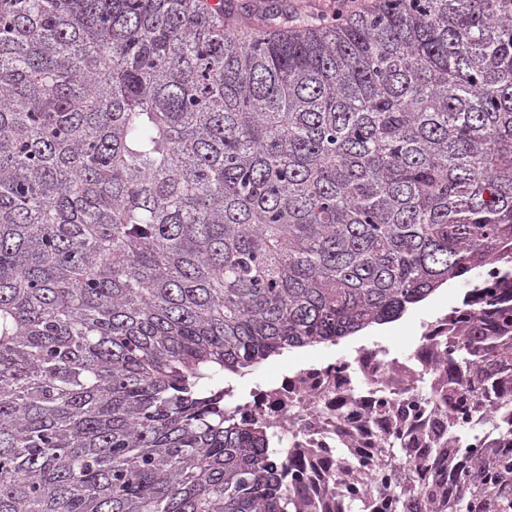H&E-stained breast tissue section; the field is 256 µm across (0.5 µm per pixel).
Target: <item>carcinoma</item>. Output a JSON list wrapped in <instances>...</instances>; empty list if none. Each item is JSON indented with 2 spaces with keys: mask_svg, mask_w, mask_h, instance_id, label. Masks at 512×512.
<instances>
[{
  "mask_svg": "<svg viewBox=\"0 0 512 512\" xmlns=\"http://www.w3.org/2000/svg\"><path fill=\"white\" fill-rule=\"evenodd\" d=\"M509 261L512 0L275 31L224 0H0V512H318L199 381ZM495 318L448 337L427 482L360 512H512ZM487 397L499 420L459 423Z\"/></svg>",
  "mask_w": 512,
  "mask_h": 512,
  "instance_id": "carcinoma-1",
  "label": "carcinoma"
}]
</instances>
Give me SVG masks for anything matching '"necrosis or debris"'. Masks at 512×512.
<instances>
[{
  "label": "necrosis or debris",
  "mask_w": 512,
  "mask_h": 512,
  "mask_svg": "<svg viewBox=\"0 0 512 512\" xmlns=\"http://www.w3.org/2000/svg\"><path fill=\"white\" fill-rule=\"evenodd\" d=\"M492 294L512 296V284L497 267L480 273L461 305L421 321V343L412 353L377 344L345 358L324 355L245 390L226 384L224 403L235 418L266 426L272 456L291 463L285 481L300 483L317 501L336 502V454L341 448L347 449L349 460L374 474L381 496H388L396 477L377 454L381 438L395 435L415 449L447 441V419L436 416L414 388L423 378L432 390H447L442 363L448 320L485 304Z\"/></svg>",
  "instance_id": "obj_1"
}]
</instances>
